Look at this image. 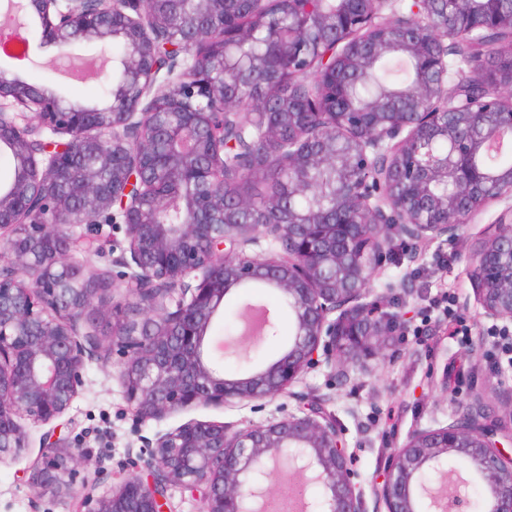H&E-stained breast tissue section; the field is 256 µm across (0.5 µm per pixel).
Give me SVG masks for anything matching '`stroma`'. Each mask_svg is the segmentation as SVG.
Here are the masks:
<instances>
[{"mask_svg":"<svg viewBox=\"0 0 512 512\" xmlns=\"http://www.w3.org/2000/svg\"><path fill=\"white\" fill-rule=\"evenodd\" d=\"M28 45L31 60L18 69V76L67 90V83L44 65L45 59L56 55V47L42 43L34 30L28 35ZM501 210L497 204L477 216L469 237L433 243L418 262L412 264L404 259L398 266H387L382 273L381 282L395 288L406 280L416 290L417 318L408 336L409 355L395 364L374 366L372 375L356 377L338 390L329 406L346 430L362 480H369L375 470L381 447L402 443L413 429L448 420L455 411L456 398L472 390L470 366H491L492 380L512 386V360L499 348L501 327L480 317L466 268L475 237L494 223ZM445 293L454 298L455 317L451 320L430 306L432 300ZM458 325L467 329L468 341L454 335ZM292 326L291 317L282 315L281 336L244 354L237 340L225 336L224 320L219 317L207 332L206 350L211 358L222 361L226 376H237L274 359L287 344ZM85 376V387L70 411L74 432L89 451L93 464L103 465L117 480L129 473L128 452L139 449L141 437H154L192 419L232 422L242 427L277 411L291 412L296 408L294 400L283 396L260 412L243 404L194 407L161 422L138 424L128 409L116 372L93 362L87 365ZM28 433L30 446L20 458L0 463V512H74L73 500L49 492L40 494L27 485L25 472L39 453L43 430L32 426Z\"/></svg>","mask_w":512,"mask_h":512,"instance_id":"stroma-1","label":"stroma"}]
</instances>
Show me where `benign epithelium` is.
Wrapping results in <instances>:
<instances>
[{
	"mask_svg": "<svg viewBox=\"0 0 512 512\" xmlns=\"http://www.w3.org/2000/svg\"><path fill=\"white\" fill-rule=\"evenodd\" d=\"M357 4L360 31L371 33V53L360 40L342 39L321 51L314 73L347 67L373 68L374 59L402 54L424 64L415 92L430 112L378 111L373 100L345 112L309 114L302 106L265 110L266 138L280 144L279 157H257L249 176L264 177L278 161L288 181L307 186L316 175L336 179L334 224L316 221L319 211L288 207V223L274 220L276 201L257 224L253 200L224 208V125L231 112L217 111L221 84L207 88L189 64L179 73L159 69L175 47L148 24L172 0H28L37 7L42 40L60 49L82 42L112 44L115 32L128 43L130 70L154 57L134 103L122 93L101 104L56 109L59 90L35 89L10 75L0 81V149L21 163L19 178L0 189V460L29 447L20 420L51 425L39 439L40 459L28 485L74 497L76 512H173L169 490L196 492L203 512H263L274 495L269 484L279 466L294 468L301 482L322 489L309 512H467V488L483 489L482 512H512V390L490 386L458 400V410L435 428H417L402 445L388 448L367 500L345 430L326 404L333 394L309 395L293 387L308 372L327 370L342 387L407 354L411 319L403 302L383 306L373 282L387 250L398 240L410 254L421 245L453 240L486 206L506 202L471 256V280L482 316L512 324V171L488 180L461 174L463 158L512 141V69L480 98L445 96L452 82L448 57L452 33L477 37L490 23L509 40L491 49L512 63V12L477 13L475 0H348ZM444 5L446 24L424 28L431 3ZM201 102L179 126L161 123L164 110ZM313 115L335 132L320 138L307 123ZM480 120V137H461ZM162 127L158 149L143 129ZM181 202L178 222L167 202ZM87 199L85 209L70 200ZM358 212L364 220L354 224ZM85 226L88 248L104 226H122L126 245L112 257L127 284L105 288L87 282L96 270L77 266L72 238L59 239L61 222ZM267 240L276 251L248 247ZM265 284L281 293L294 315V333L280 355L240 377L224 376L205 354L204 341L225 297L236 288ZM271 322L258 331L247 321L242 335L265 340ZM115 369L137 421H163L190 407H232L288 396L294 412L275 414L244 428L191 420L142 439L148 458L137 454L135 471L119 483L103 469L78 479L90 462L68 418L84 384L87 362ZM461 460L469 478L440 493L448 460ZM81 490L75 491V483Z\"/></svg>",
	"mask_w": 512,
	"mask_h": 512,
	"instance_id": "benign-epithelium-1",
	"label": "benign epithelium"
}]
</instances>
